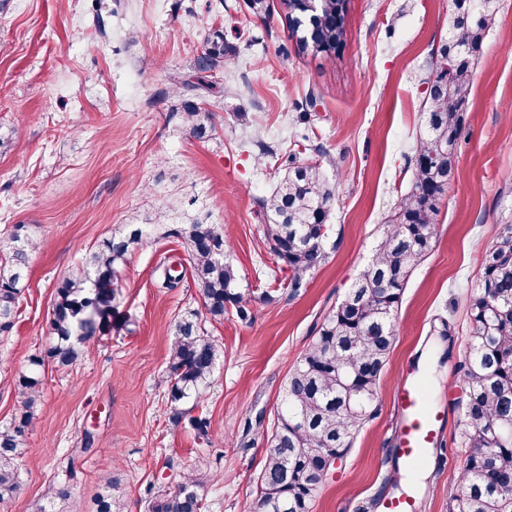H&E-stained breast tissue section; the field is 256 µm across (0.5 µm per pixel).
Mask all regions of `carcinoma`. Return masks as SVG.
Wrapping results in <instances>:
<instances>
[{
    "instance_id": "cac0c4a2",
    "label": "carcinoma",
    "mask_w": 512,
    "mask_h": 512,
    "mask_svg": "<svg viewBox=\"0 0 512 512\" xmlns=\"http://www.w3.org/2000/svg\"><path fill=\"white\" fill-rule=\"evenodd\" d=\"M496 0H453L448 30L439 49L435 75L428 80L423 132L413 159L409 190L397 199L375 253L350 284L343 299L323 317L316 337L288 373L276 408V422L266 434L265 459L251 512H311V505L336 461L347 455L355 435L376 410L378 388L393 348L395 316L415 269L433 250L437 217L456 165V145L473 80L475 56L468 49L483 44ZM336 0H321L318 22L320 53L346 35L336 18ZM224 61V34L210 40L197 58L198 85L212 91L207 79ZM187 118L198 138L207 133L206 113L185 102ZM336 188L313 160L288 159L278 187L260 200L269 254L288 275L280 286L293 299L310 275L329 259L328 220ZM152 224L120 230L90 252L84 270L57 284L49 320L51 346L29 360L16 390L21 414L0 423V502L20 489L16 460L25 433L41 402L46 365L71 367L85 348L112 328V303L121 268L146 244ZM169 234L181 241L194 287L210 319L232 316L248 323L250 299L239 288L240 275L216 224H178ZM35 249L17 233L0 241V335L14 327L22 281ZM481 273L469 301V340L460 364L465 388L464 432L467 448L457 492L448 512H512V223L502 225L481 256ZM224 355L208 335L198 313L188 311L175 322L166 362L168 397L181 406L197 401L208 388ZM194 407L176 412L197 438L212 445L210 422ZM108 477L95 496V512H126ZM149 512H202L201 483L182 473L174 485L148 488ZM70 496L66 486L46 494L37 512H56L55 501Z\"/></svg>"
}]
</instances>
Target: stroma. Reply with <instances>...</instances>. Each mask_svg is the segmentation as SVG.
<instances>
[{
  "label": "stroma",
  "mask_w": 512,
  "mask_h": 512,
  "mask_svg": "<svg viewBox=\"0 0 512 512\" xmlns=\"http://www.w3.org/2000/svg\"><path fill=\"white\" fill-rule=\"evenodd\" d=\"M259 19L247 0H0V238L15 226L37 245L15 327L0 336V422L21 410L19 372L48 344L58 281L128 224H218L254 319L206 322L224 348L199 406L213 446L174 424L164 375L170 329L202 300L191 278L162 287L154 268L183 255L158 228L121 270L112 329L69 369L46 366L43 400L26 430L20 493L0 512H36L55 485L60 512H92L102 480L128 512H147L148 486L172 470L204 483V512H249L281 386L315 328L367 266L380 227L412 183L427 82L452 0H348L345 44L333 59L299 52L279 0ZM224 34L222 91L194 87V62ZM211 112L191 132L186 100ZM318 159L336 187L339 248L294 299L274 291L258 206L288 155ZM457 172L432 253L413 272L377 408L327 477L312 512H374L389 493L393 394L409 357L435 355L429 383L448 419L439 462L419 477L421 512H448L464 447L460 362L484 246L512 222V0L498 10L474 66ZM447 321L453 344L436 336Z\"/></svg>",
  "instance_id": "obj_1"
}]
</instances>
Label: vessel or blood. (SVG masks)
I'll use <instances>...</instances> for the list:
<instances>
[{
	"mask_svg": "<svg viewBox=\"0 0 512 512\" xmlns=\"http://www.w3.org/2000/svg\"><path fill=\"white\" fill-rule=\"evenodd\" d=\"M428 388V360L416 357L402 371L394 392L398 422L393 454L407 475H414L431 462L442 441L445 413L431 406ZM383 512H420L414 483H406L399 492L384 500Z\"/></svg>",
	"mask_w": 512,
	"mask_h": 512,
	"instance_id": "1",
	"label": "vessel or blood"
}]
</instances>
